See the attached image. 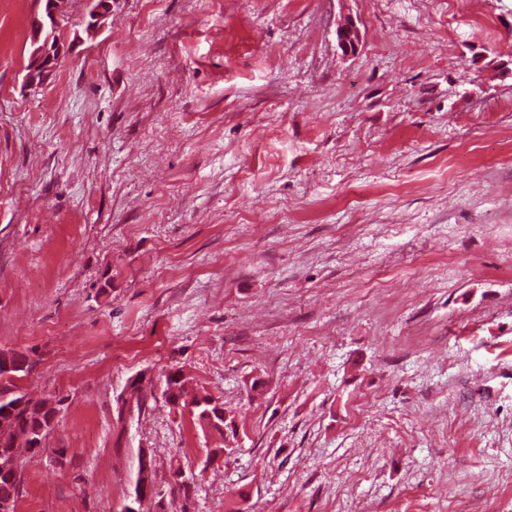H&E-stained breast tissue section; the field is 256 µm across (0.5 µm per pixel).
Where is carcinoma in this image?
I'll return each instance as SVG.
<instances>
[{"label":"carcinoma","instance_id":"1","mask_svg":"<svg viewBox=\"0 0 512 512\" xmlns=\"http://www.w3.org/2000/svg\"><path fill=\"white\" fill-rule=\"evenodd\" d=\"M163 394L169 404L191 407V413L203 428L208 427L224 434V426L233 421L224 414L220 399L200 390L193 396L185 391V379L181 370H171L164 375ZM52 411L26 398L20 386L14 382L0 389V512H15L21 479L12 467L5 466L20 458V448L31 456H37L44 448L51 431Z\"/></svg>","mask_w":512,"mask_h":512}]
</instances>
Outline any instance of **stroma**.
Returning <instances> with one entry per match:
<instances>
[{
    "mask_svg": "<svg viewBox=\"0 0 512 512\" xmlns=\"http://www.w3.org/2000/svg\"><path fill=\"white\" fill-rule=\"evenodd\" d=\"M40 12L0 0V349L63 405L16 512H119L144 452L175 512H512V0H112L33 89ZM338 45L345 53L355 52L360 43V32L356 24L350 20H344L336 29ZM163 394L167 402L173 406L193 407L190 410L202 428L208 427L216 430L224 439V426L232 422L233 417H228L225 422L224 404L220 398H216L205 390L195 393L190 402L187 401L188 393L185 391V379L180 369L170 370L164 375ZM224 448H213L212 451H222L224 454H232L235 448H229L226 438L223 442Z\"/></svg>",
    "mask_w": 512,
    "mask_h": 512,
    "instance_id": "obj_1",
    "label": "stroma"
}]
</instances>
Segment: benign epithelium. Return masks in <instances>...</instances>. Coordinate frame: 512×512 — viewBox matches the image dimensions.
<instances>
[{
	"instance_id": "7a95c632",
	"label": "benign epithelium",
	"mask_w": 512,
	"mask_h": 512,
	"mask_svg": "<svg viewBox=\"0 0 512 512\" xmlns=\"http://www.w3.org/2000/svg\"><path fill=\"white\" fill-rule=\"evenodd\" d=\"M89 21L87 32H94L104 26L105 20L112 16V0H89ZM63 0H51L48 7L42 9L41 18L32 24V52L28 64L27 79L38 87L45 83L56 71L63 56L69 51L70 45L63 36L56 38L44 35L46 28L59 31V20L62 14ZM338 45L346 53L356 51L360 43V32L356 24L347 19L336 29Z\"/></svg>"
}]
</instances>
